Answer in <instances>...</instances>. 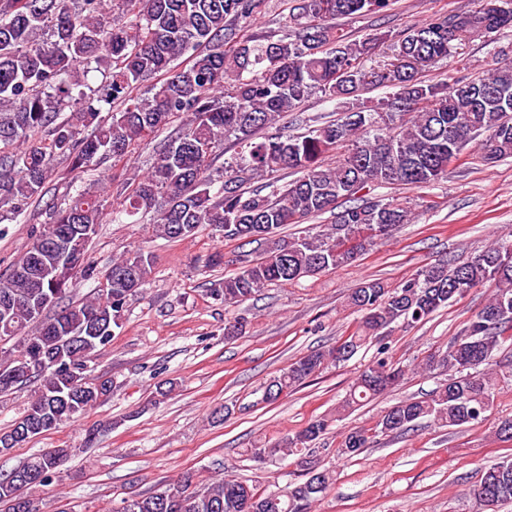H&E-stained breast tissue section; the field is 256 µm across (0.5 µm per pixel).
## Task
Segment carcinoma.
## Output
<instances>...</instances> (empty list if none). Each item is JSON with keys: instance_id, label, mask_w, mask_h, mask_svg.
<instances>
[{"instance_id": "carcinoma-1", "label": "carcinoma", "mask_w": 512, "mask_h": 512, "mask_svg": "<svg viewBox=\"0 0 512 512\" xmlns=\"http://www.w3.org/2000/svg\"><path fill=\"white\" fill-rule=\"evenodd\" d=\"M390 5L391 0H291L294 38L265 43L240 34V22L253 14L256 0H119L120 14L132 17L128 22L109 18L104 0H0V219L41 202L55 163L83 173L109 159L121 161L140 140L182 115V132L164 143L118 213L131 217L154 209L161 199L164 205L152 218L160 237L184 240L203 225L236 224L229 239L261 242L258 258L244 261L213 289L226 305L243 303L270 285L352 263L365 246L388 238L410 217L400 203L355 199L359 189L369 183L429 184L448 172L449 151L462 153L481 135L485 160L512 156V66L450 85L422 79L429 66L468 37L512 28V0H477L472 10L433 18L395 36L385 32L378 40L390 42V54L368 67L370 41L350 39L333 20L380 13ZM189 51L188 66H173ZM93 71L107 73L98 106L58 120L67 104L87 97L86 78ZM148 80L153 84L145 97L137 88ZM369 86L396 92L367 107L359 92ZM317 92L339 101V120L320 124L313 118L304 133L278 130L258 140L280 115ZM103 111L109 118L99 119ZM90 125L92 133L81 135ZM230 139L238 151L217 179L212 156ZM338 148L344 149L339 163L323 167V155ZM287 169L299 176L247 187L255 178ZM350 198L354 204L337 210L339 201ZM107 203L99 183L95 191L52 205L43 230L0 277V310L12 308L8 321L0 319V340L18 338L11 351L0 350V392L39 383L26 413L0 431V448L40 415L61 413L71 421L112 391L109 380L99 391L53 371L32 378L13 371L29 353L25 337H37L42 350L53 353L64 336L74 338L68 349L72 371L84 373L91 354L112 341L110 330L119 326L128 297L149 280L151 255L138 250L112 262L101 295L66 303L77 279L98 277L87 253ZM327 212L334 221L322 231L280 233L287 224ZM59 230L72 235L74 244L85 241V248L78 267L54 276L57 253L50 237ZM483 286L492 288V296L464 334L454 337L446 352L423 360L424 368H441L448 378L424 398L399 400L373 427L350 429L337 454L351 459L376 437L404 431L426 417L448 427L487 419L500 382L497 357L512 340L504 335L512 329V240H497L465 261L428 265L395 287L367 279L350 291L346 305L362 320L344 343L355 353L380 340L392 324L422 322ZM34 294L58 308L54 317H30L26 304ZM347 359L338 348L296 358L274 378V390L263 400L274 401ZM404 375L389 359L387 346L379 344L336 416L378 398ZM327 428V420H314L274 447L252 451L258 458L298 456L307 479L286 491H262L233 476L199 483L186 473L165 485V498L139 495L122 512H306L332 481L330 472L315 469V444ZM69 452L37 453L12 473L0 474L5 512H34L33 492L49 482ZM472 494L485 507L512 502V458L484 470Z\"/></svg>"}]
</instances>
